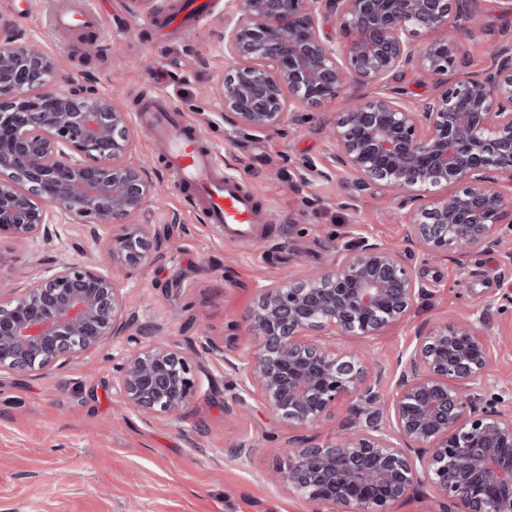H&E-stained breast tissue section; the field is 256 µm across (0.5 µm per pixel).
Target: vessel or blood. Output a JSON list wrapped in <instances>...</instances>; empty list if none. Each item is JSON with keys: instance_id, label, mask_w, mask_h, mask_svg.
<instances>
[{"instance_id": "vessel-or-blood-1", "label": "vessel or blood", "mask_w": 512, "mask_h": 512, "mask_svg": "<svg viewBox=\"0 0 512 512\" xmlns=\"http://www.w3.org/2000/svg\"><path fill=\"white\" fill-rule=\"evenodd\" d=\"M58 28L74 33H97L103 26L98 11L81 15L65 11L57 15ZM141 109L149 117L151 136L164 149L165 165L178 188L189 191L208 223L223 228L229 238H244L260 220V211L241 181L226 177L187 115L170 99L154 94Z\"/></svg>"}]
</instances>
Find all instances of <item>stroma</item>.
I'll list each match as a JSON object with an SVG mask.
<instances>
[{
  "label": "stroma",
  "mask_w": 512,
  "mask_h": 512,
  "mask_svg": "<svg viewBox=\"0 0 512 512\" xmlns=\"http://www.w3.org/2000/svg\"><path fill=\"white\" fill-rule=\"evenodd\" d=\"M73 2L101 14L102 36L84 43L58 35L52 21L60 0H0V17L56 60L57 85L92 83L132 116L145 97L168 96L214 147L225 174L244 181L264 204L266 221L249 240L225 241L180 194L157 147L134 125L131 160L152 175L155 190L130 221L164 233V244L142 268L113 272L126 300V335L61 371L0 373V512H312L271 479L288 463L292 430L261 398L235 401V377L224 361L254 350L245 322L261 287L327 268L347 233L407 249L410 204L378 185L353 192L352 175L332 162L334 144L326 133L336 113L375 88L348 81L335 98L298 107L294 135L239 131L225 122L217 93L232 0H210L200 21L180 28L160 23L178 0L155 7L134 0ZM470 2L472 23L459 46L465 64L449 72L452 80L481 74L492 52L512 42V0ZM387 84L414 107L435 91L433 78L415 66ZM307 165L320 174L304 184L298 174ZM112 236L81 223L58 225L48 242L1 236L0 280L26 283L54 261L102 257ZM511 252L512 223L503 225L498 245L466 258L413 259L430 296L404 323L368 343L384 392L392 391L399 361L420 333L479 313L493 354L494 380L483 400L500 396L512 407V395L501 388L512 380ZM135 338L145 345L178 343L207 372L182 415L144 416L123 406L113 366ZM209 339L223 344V353L207 350ZM350 419L348 402H338L306 434L315 444L338 445ZM241 442L254 450L246 463L235 450Z\"/></svg>",
  "instance_id": "stroma-1"
}]
</instances>
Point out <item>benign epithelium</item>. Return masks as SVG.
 <instances>
[{
    "mask_svg": "<svg viewBox=\"0 0 512 512\" xmlns=\"http://www.w3.org/2000/svg\"><path fill=\"white\" fill-rule=\"evenodd\" d=\"M233 2L224 24V119L243 131L278 128L288 111L335 97L348 79L381 84L416 65L436 78L437 92L415 108L382 88L338 113L333 162L356 186L380 185L412 204L407 238L423 256H465L498 241L512 212L490 172L512 180V54L448 82L471 21L462 0ZM330 15L338 39L325 31ZM55 71L51 56L0 21V235L48 241L60 218L120 225L112 264L139 268L160 241L126 223L154 191L149 174L126 162L128 113L86 85L49 88ZM427 293L405 256L362 234L330 267L261 290L246 320L256 349L239 364L225 360L238 375L237 402L258 392L300 431L339 400L355 418L334 447L295 436L278 476L288 493L328 512H383L424 478L464 512H512V411L475 409L492 367L481 319L420 335L385 400L375 358L311 339L373 338ZM126 326L121 289L92 261L61 264L23 288L0 282V372L64 366ZM200 371L182 351L156 345L126 355L115 386L134 410L179 415Z\"/></svg>",
    "mask_w": 512,
    "mask_h": 512,
    "instance_id": "1",
    "label": "benign epithelium"
}]
</instances>
